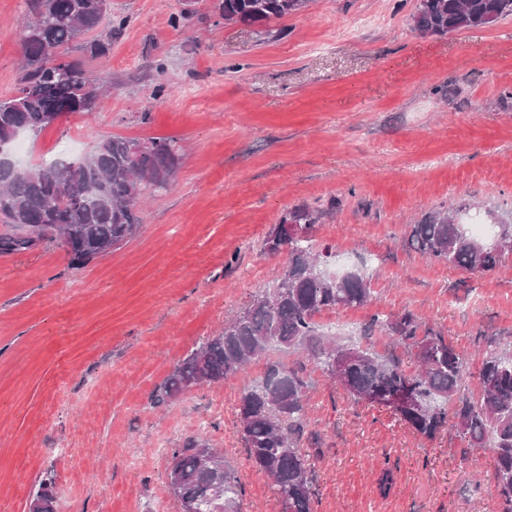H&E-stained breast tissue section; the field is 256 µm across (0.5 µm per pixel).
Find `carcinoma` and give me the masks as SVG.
Wrapping results in <instances>:
<instances>
[{"instance_id": "cac0c4a2", "label": "carcinoma", "mask_w": 512, "mask_h": 512, "mask_svg": "<svg viewBox=\"0 0 512 512\" xmlns=\"http://www.w3.org/2000/svg\"><path fill=\"white\" fill-rule=\"evenodd\" d=\"M309 0H222L226 23L254 25L299 12L295 2ZM27 15L17 29L22 63L16 95L0 100V153H8L16 136L38 135L64 114L90 112L102 85L89 75L83 58L106 55L125 26L114 19L109 0H28ZM512 17V0H418L412 27L423 36H446L463 28L489 26ZM77 48L81 57L72 56ZM180 148L172 141L149 144L121 137L103 139L89 154L72 161H52L34 170L0 168V224L20 230L0 235V253L27 249L49 234L63 239L71 265L79 269L112 252L139 225L145 192L166 186L174 176ZM460 202L435 210L409 225L408 247L432 261L465 272L487 273L502 266L506 255L482 246L452 214L466 211ZM324 213L307 205L287 210L273 225L264 249L288 250L280 276L237 315L224 323L176 364L157 390L154 406L170 403L203 383L224 381L261 355L268 356L260 382L245 387L237 420L248 464L267 475L282 512H312L311 462L299 448L307 426V367L334 380L357 401L384 405L408 390L424 408L393 410V415L424 438L448 421L471 445L491 434L496 448L494 492L512 512V348L493 345L478 377L480 396H459L467 370L464 352L426 326L411 311L374 316L363 329L395 337L415 352L420 370L406 372L399 362L371 347L345 346L320 330L315 317L326 310L359 307L372 297L370 277L351 271L333 280L325 275L331 252L315 251L311 234ZM297 354L288 363L284 357ZM217 452L202 438L172 449L166 479L179 512H214L216 488L224 500L240 506L244 486L237 469L203 468L202 453ZM33 512H57L53 481L38 484Z\"/></svg>"}]
</instances>
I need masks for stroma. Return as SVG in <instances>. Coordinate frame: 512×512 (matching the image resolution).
<instances>
[{
    "label": "stroma",
    "instance_id": "stroma-1",
    "mask_svg": "<svg viewBox=\"0 0 512 512\" xmlns=\"http://www.w3.org/2000/svg\"><path fill=\"white\" fill-rule=\"evenodd\" d=\"M219 3L111 0L127 24L87 63L106 93L20 147L29 168L112 136L182 151L111 254L75 269L51 235L0 254V512H27L45 478L60 512H178L166 472L189 437L237 466L241 512H280L237 425L264 360L168 405L152 399L278 278L286 256L263 240L297 205L331 210L317 249L371 278L368 304L317 315L325 334L356 345L373 315L421 314L465 351L466 396L488 339L512 345V259L477 276L406 244L410 224L462 200L466 223H485L487 208L512 217V17L439 37L413 30L417 0H310L252 26L225 23ZM26 10L0 0V99L16 92ZM311 380L300 446L313 512H503L491 444L470 446L449 424L421 438L320 372Z\"/></svg>",
    "mask_w": 512,
    "mask_h": 512
}]
</instances>
